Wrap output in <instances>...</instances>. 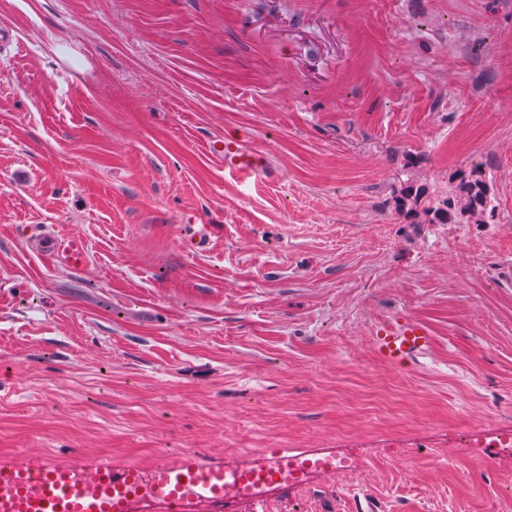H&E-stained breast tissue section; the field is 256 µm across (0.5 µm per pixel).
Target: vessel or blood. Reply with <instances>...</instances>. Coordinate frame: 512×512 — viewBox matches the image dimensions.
Listing matches in <instances>:
<instances>
[{
	"mask_svg": "<svg viewBox=\"0 0 512 512\" xmlns=\"http://www.w3.org/2000/svg\"><path fill=\"white\" fill-rule=\"evenodd\" d=\"M229 174L247 178L267 169L262 158L239 143L217 147ZM54 250L65 253L73 263L85 258V245L77 237L52 241ZM433 333L429 326L402 315L382 323L373 345L383 362L403 365L414 362L429 350ZM158 497L167 512H185L186 485H193L199 499L221 496L223 467L192 462L155 468ZM136 483L131 468L116 469L106 463L61 464L44 457L36 461L20 457L0 465V512H127L129 494Z\"/></svg>",
	"mask_w": 512,
	"mask_h": 512,
	"instance_id": "b4317fda",
	"label": "vessel or blood"
}]
</instances>
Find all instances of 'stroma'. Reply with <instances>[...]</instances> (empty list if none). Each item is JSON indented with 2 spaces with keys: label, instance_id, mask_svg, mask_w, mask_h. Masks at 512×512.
<instances>
[{
  "label": "stroma",
  "instance_id": "35a3bbf8",
  "mask_svg": "<svg viewBox=\"0 0 512 512\" xmlns=\"http://www.w3.org/2000/svg\"><path fill=\"white\" fill-rule=\"evenodd\" d=\"M1 32L0 463L348 456L266 512H512V0H0ZM465 176L492 214L439 223ZM398 314L419 365L374 353ZM215 152L224 158V170L230 175L247 178L262 172L270 173L262 158L241 143H224L215 148ZM51 246L54 250L65 253L74 264L81 263L85 258V245L78 237L56 239L51 241ZM432 342L433 333L429 326L405 315L382 323L373 336L377 357L394 365L413 363L429 350Z\"/></svg>",
  "mask_w": 512,
  "mask_h": 512
}]
</instances>
